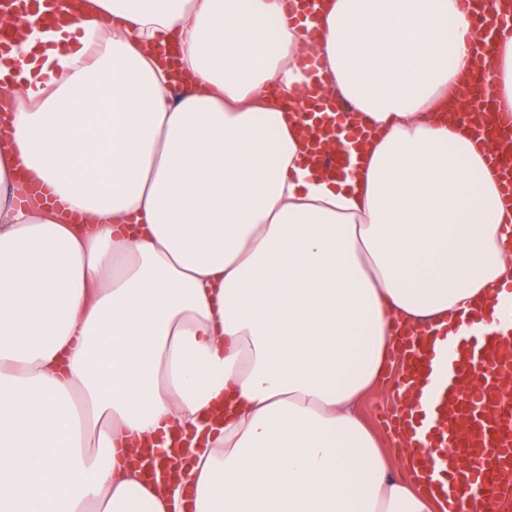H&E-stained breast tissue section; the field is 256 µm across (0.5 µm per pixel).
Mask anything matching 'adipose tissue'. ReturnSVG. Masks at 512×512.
I'll return each mask as SVG.
<instances>
[{"label":"adipose tissue","mask_w":512,"mask_h":512,"mask_svg":"<svg viewBox=\"0 0 512 512\" xmlns=\"http://www.w3.org/2000/svg\"><path fill=\"white\" fill-rule=\"evenodd\" d=\"M85 0L0 51V512H436L356 411L399 328L512 283V202L444 120L460 0ZM512 110V26L486 40ZM315 55L317 77L301 60ZM372 132L312 167L313 82ZM326 0H285L286 11L298 23L307 19L314 20L323 11ZM299 5V8H298Z\"/></svg>","instance_id":"ef3b65f1"}]
</instances>
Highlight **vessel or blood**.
Here are the masks:
<instances>
[{
	"label": "vessel or blood",
	"mask_w": 512,
	"mask_h": 512,
	"mask_svg": "<svg viewBox=\"0 0 512 512\" xmlns=\"http://www.w3.org/2000/svg\"><path fill=\"white\" fill-rule=\"evenodd\" d=\"M326 0H285L297 22L318 17ZM462 9L490 31L512 22V0H460ZM485 54L463 81L462 96L481 110L494 109L485 83ZM451 121L467 122L512 198V153L502 151L512 141V122L477 123L472 113H450ZM311 160L333 171L348 166V153L327 149L332 133L321 125H307ZM479 316L488 330L480 336L450 331L437 336L411 334L402 351L403 373L397 392L407 399L383 422L389 433L400 432L423 486L438 490L442 512H494V501L512 489V399L505 393L512 374V289H494Z\"/></svg>",
	"instance_id": "1"
}]
</instances>
